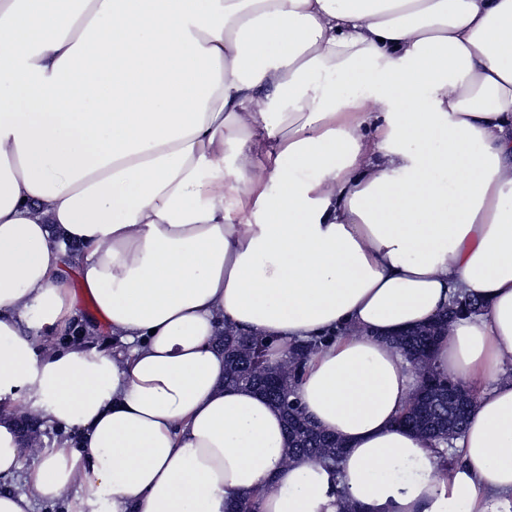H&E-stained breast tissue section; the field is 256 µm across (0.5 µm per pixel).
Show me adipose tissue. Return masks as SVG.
<instances>
[{"mask_svg": "<svg viewBox=\"0 0 512 512\" xmlns=\"http://www.w3.org/2000/svg\"><path fill=\"white\" fill-rule=\"evenodd\" d=\"M108 321L92 343L62 270ZM478 301L447 466L393 334ZM343 461L288 457L224 330ZM66 337L43 353L37 333ZM23 402L78 445L22 468ZM0 512H512V0H0ZM244 338L253 340L250 349L244 346ZM217 344L224 350V383L258 391L283 415L287 435V453L291 458L330 460L339 464L345 448L335 437L321 434L311 428L308 434L299 433L301 419L313 424L303 408L293 396L292 385L298 379L303 362L317 344L299 343L288 347L287 356L292 355L297 365L288 362L280 367H272L268 362L270 346L258 336L242 337L232 330H224L223 336L217 337ZM251 378V383L242 381L244 375Z\"/></svg>", "mask_w": 512, "mask_h": 512, "instance_id": "obj_1", "label": "adipose tissue"}]
</instances>
